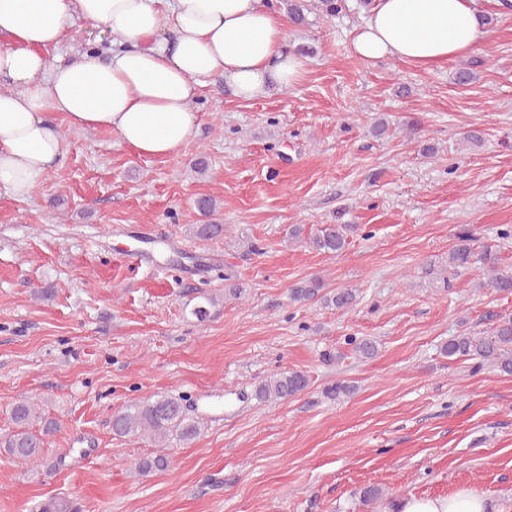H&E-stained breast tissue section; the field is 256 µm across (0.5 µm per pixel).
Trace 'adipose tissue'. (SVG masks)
<instances>
[{
    "label": "adipose tissue",
    "mask_w": 512,
    "mask_h": 512,
    "mask_svg": "<svg viewBox=\"0 0 512 512\" xmlns=\"http://www.w3.org/2000/svg\"><path fill=\"white\" fill-rule=\"evenodd\" d=\"M117 36L108 58H50L73 18ZM479 0H371L351 40L367 62L397 59L429 71L472 53L485 36ZM0 186L30 196L65 153V131H112L146 157L196 136L192 106L216 79L252 100L304 77L284 17L267 0H0ZM463 489L411 496L397 512H487Z\"/></svg>",
    "instance_id": "1"
}]
</instances>
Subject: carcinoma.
Returning a JSON list of instances; mask_svg holds the SVG:
<instances>
[{
    "label": "carcinoma",
    "instance_id": "1",
    "mask_svg": "<svg viewBox=\"0 0 512 512\" xmlns=\"http://www.w3.org/2000/svg\"><path fill=\"white\" fill-rule=\"evenodd\" d=\"M345 8L343 0H289L288 12L296 24L306 23V14L316 10L325 15L335 16ZM194 237L213 239L224 233L222 224H195L190 228ZM353 231L350 224H327L308 238L309 245L320 252L339 254L349 245L348 236ZM476 239L470 234L460 236V243L448 253V264L440 268L429 265L424 274L436 280L448 282V274L473 264ZM487 265L486 281L482 288H490L498 293L512 294V273L501 270L488 255L481 256ZM321 280L314 277L301 282L291 289L295 301H309L321 297L323 302L340 310H348L355 305L359 296L356 288H338L333 293H322ZM352 351L362 359H371L378 352L375 340L362 337L348 340ZM445 356L459 360H479L496 365L501 371L512 374V317L501 318L488 336H471L462 333L448 340L442 347ZM309 385L308 376L297 370L277 373L261 383L255 389V397L261 401H278L294 397ZM355 386L345 381H338L324 388V396L332 401H339L350 396ZM11 419L17 430L7 436L3 444L4 451L11 457L24 461L36 462L41 458L44 447L43 436L53 429V422L47 421L43 435H36L26 426L41 419L35 405L22 400L11 410ZM112 431L119 437L139 438L148 436L154 442L164 445L177 439L190 441L199 433L198 422L191 419L180 399L159 396L129 405L119 410L112 419Z\"/></svg>",
    "mask_w": 512,
    "mask_h": 512
}]
</instances>
